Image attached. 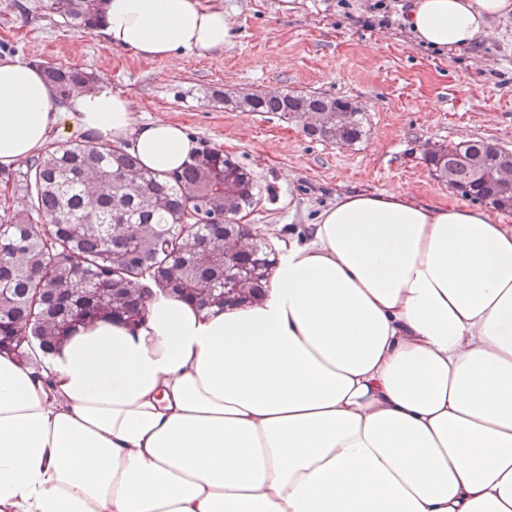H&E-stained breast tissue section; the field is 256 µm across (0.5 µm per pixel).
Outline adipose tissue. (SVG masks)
I'll list each match as a JSON object with an SVG mask.
<instances>
[{"label": "adipose tissue", "instance_id": "1", "mask_svg": "<svg viewBox=\"0 0 512 512\" xmlns=\"http://www.w3.org/2000/svg\"><path fill=\"white\" fill-rule=\"evenodd\" d=\"M512 0H407L417 43L460 50ZM236 34L223 0H108L102 36L153 60ZM148 170L196 150L108 87L59 105L0 58V166L53 131ZM0 512H512V225L476 207L344 193L282 246L254 305L155 292L43 356L0 352Z\"/></svg>", "mask_w": 512, "mask_h": 512}]
</instances>
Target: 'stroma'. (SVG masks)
<instances>
[{
  "mask_svg": "<svg viewBox=\"0 0 512 512\" xmlns=\"http://www.w3.org/2000/svg\"><path fill=\"white\" fill-rule=\"evenodd\" d=\"M371 2L224 0L238 35L223 51L143 60L71 28L48 0H0V58L93 73L141 120L178 122L197 146L235 159L262 188L247 223L280 245L349 190L462 203L432 175L426 143L482 138L512 150V18L448 52L415 42L402 0H390L388 23L362 24ZM207 88L347 99L363 109L368 136L352 146L313 140L279 114L225 108Z\"/></svg>",
  "mask_w": 512,
  "mask_h": 512,
  "instance_id": "35a3bbf8",
  "label": "stroma"
}]
</instances>
